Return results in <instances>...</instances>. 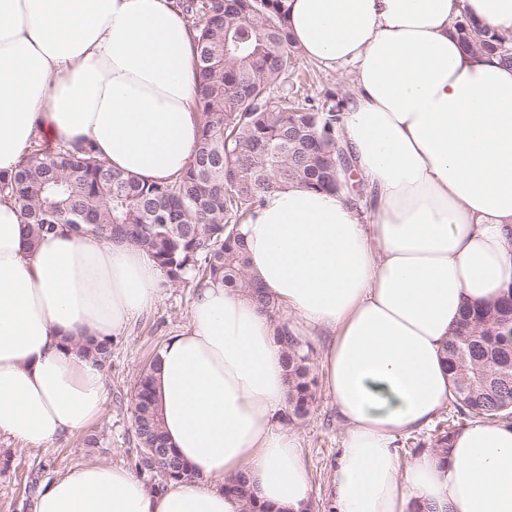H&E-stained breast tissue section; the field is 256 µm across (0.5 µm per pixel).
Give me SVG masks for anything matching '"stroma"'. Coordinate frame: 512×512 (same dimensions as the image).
I'll return each mask as SVG.
<instances>
[{
    "label": "stroma",
    "instance_id": "1",
    "mask_svg": "<svg viewBox=\"0 0 512 512\" xmlns=\"http://www.w3.org/2000/svg\"><path fill=\"white\" fill-rule=\"evenodd\" d=\"M290 79L301 96L316 100L327 93L346 99L353 86L349 71H333L298 56ZM197 286L194 283L168 286L163 298L148 315L140 318L117 337L112 345V361L105 365L108 398L101 415L84 430L60 441L50 451L29 449L4 441L0 443V512H29L22 478L32 467L45 465L44 480H51L72 465L86 460L133 467L138 454L132 424L134 384L153 355L164 343L189 325V311ZM305 450L312 485L314 512H331L326 495L336 465L344 432L332 398L318 391L311 414L293 425ZM99 437L97 447L85 446L87 435Z\"/></svg>",
    "mask_w": 512,
    "mask_h": 512
}]
</instances>
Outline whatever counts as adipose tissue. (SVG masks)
I'll use <instances>...</instances> for the list:
<instances>
[{
  "label": "adipose tissue",
  "instance_id": "obj_1",
  "mask_svg": "<svg viewBox=\"0 0 512 512\" xmlns=\"http://www.w3.org/2000/svg\"><path fill=\"white\" fill-rule=\"evenodd\" d=\"M308 58L353 67L341 148L363 198L288 185L241 231L249 272L298 337L330 336L322 382L344 425L334 512H512V426L459 429L447 460L402 464L396 442L451 399L443 345L465 307L512 291V66L471 57L461 8L512 32V0H287ZM192 34L175 0H0V172L41 135L90 140L113 169L177 177L200 138ZM141 249L51 233L28 245L0 200V438L50 449L108 397L89 339L116 338L160 300ZM190 326L160 351L155 393L171 448L195 476L155 492L87 461L29 512H245V472L271 512H307L311 482L283 416L288 371L255 300L200 288ZM224 486L229 492H232L241 500L245 501L248 507L247 512H268V510H265L263 507L256 506L248 484V479L243 473H239L227 479Z\"/></svg>",
  "mask_w": 512,
  "mask_h": 512
}]
</instances>
